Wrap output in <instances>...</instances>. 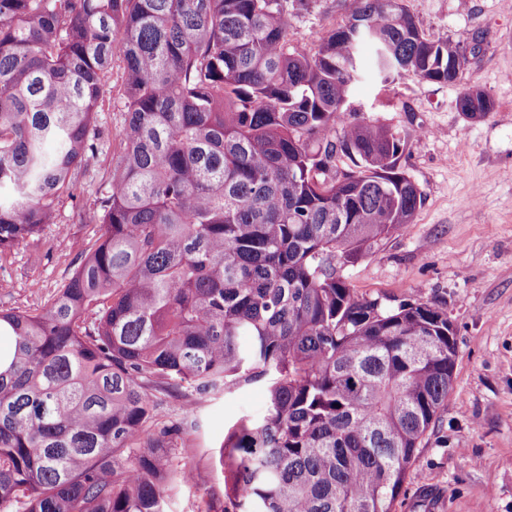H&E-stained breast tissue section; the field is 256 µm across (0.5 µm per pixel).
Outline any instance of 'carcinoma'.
<instances>
[{
  "label": "carcinoma",
  "instance_id": "1",
  "mask_svg": "<svg viewBox=\"0 0 512 512\" xmlns=\"http://www.w3.org/2000/svg\"><path fill=\"white\" fill-rule=\"evenodd\" d=\"M483 40L430 39L403 0H351L309 53L286 0H0V257L65 230L63 194L100 225L52 297L0 311V512H166L195 409L160 408L269 374L220 444L222 512H398L457 347L443 308L341 274L420 205L405 141L348 98L369 75L458 85ZM114 68L124 127L87 205ZM459 108L494 103L466 86Z\"/></svg>",
  "mask_w": 512,
  "mask_h": 512
}]
</instances>
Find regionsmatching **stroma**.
Wrapping results in <instances>:
<instances>
[{
  "label": "stroma",
  "instance_id": "35a3bbf8",
  "mask_svg": "<svg viewBox=\"0 0 512 512\" xmlns=\"http://www.w3.org/2000/svg\"><path fill=\"white\" fill-rule=\"evenodd\" d=\"M431 38L485 39L466 76L495 108L466 118L460 87L399 79L389 91L367 82L351 107L389 127L407 146L401 168L421 204L404 231L393 234L343 274L358 293L389 305L428 302L448 313L457 344L448 409L426 437L418 474L405 486L398 512H512V0H404ZM350 0H307L289 9L291 44L314 49L320 29L341 22ZM119 82L105 92L96 116L99 154L81 168L77 198L107 192L112 139L124 125ZM70 198L55 206L52 254L33 243L0 260V310L25 309L53 294L69 273L77 242L96 239L99 227L77 223ZM267 384H242L197 404L199 429L190 445L173 449L171 465L190 462L195 480L171 485L167 512H221L224 470L217 446L224 429L243 416L261 417Z\"/></svg>",
  "mask_w": 512,
  "mask_h": 512
}]
</instances>
